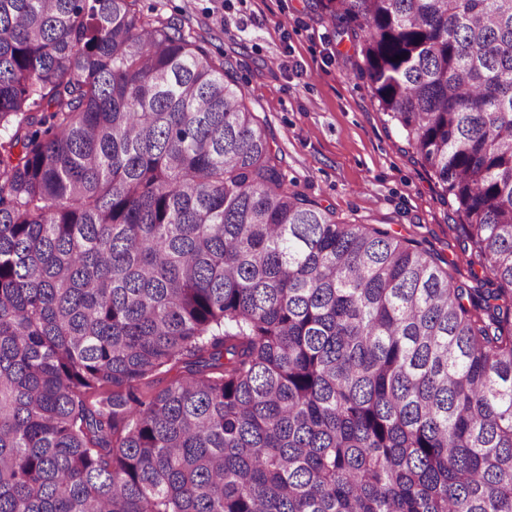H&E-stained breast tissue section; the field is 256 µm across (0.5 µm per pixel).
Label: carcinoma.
Here are the masks:
<instances>
[{"mask_svg":"<svg viewBox=\"0 0 512 512\" xmlns=\"http://www.w3.org/2000/svg\"><path fill=\"white\" fill-rule=\"evenodd\" d=\"M321 3L467 281L290 189L177 24L0 0V512H512V0Z\"/></svg>","mask_w":512,"mask_h":512,"instance_id":"cac0c4a2","label":"carcinoma"}]
</instances>
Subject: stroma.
<instances>
[{
    "instance_id": "35a3bbf8",
    "label": "stroma",
    "mask_w": 512,
    "mask_h": 512,
    "mask_svg": "<svg viewBox=\"0 0 512 512\" xmlns=\"http://www.w3.org/2000/svg\"><path fill=\"white\" fill-rule=\"evenodd\" d=\"M145 18L178 20L223 60L266 130L288 184L333 212L417 240L465 267L461 218L396 124L379 112L356 60L317 0H139Z\"/></svg>"
}]
</instances>
